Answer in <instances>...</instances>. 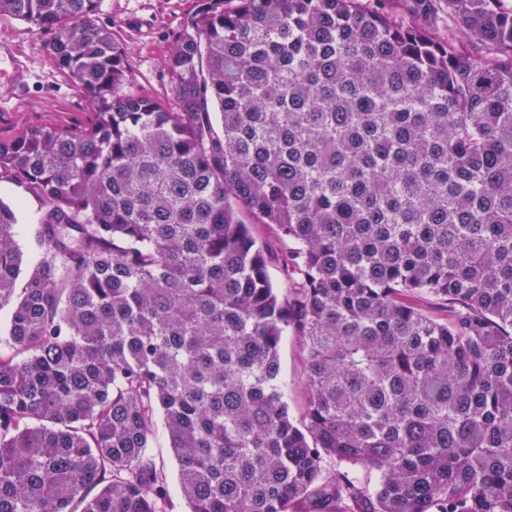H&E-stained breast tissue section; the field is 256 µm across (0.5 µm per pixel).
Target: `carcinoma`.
Instances as JSON below:
<instances>
[{
    "label": "carcinoma",
    "instance_id": "obj_1",
    "mask_svg": "<svg viewBox=\"0 0 512 512\" xmlns=\"http://www.w3.org/2000/svg\"><path fill=\"white\" fill-rule=\"evenodd\" d=\"M500 2L415 0L462 23L440 38L363 0H203L161 103L99 0H0L97 108L0 140V182L44 205L25 270L0 200V512H166L159 430L189 512H512ZM412 303L424 313L435 319L448 318V304L443 299L428 293L416 294ZM280 362L283 378L288 381V401L298 410L302 401L303 366L299 356L298 341L288 332L280 345Z\"/></svg>",
    "mask_w": 512,
    "mask_h": 512
}]
</instances>
